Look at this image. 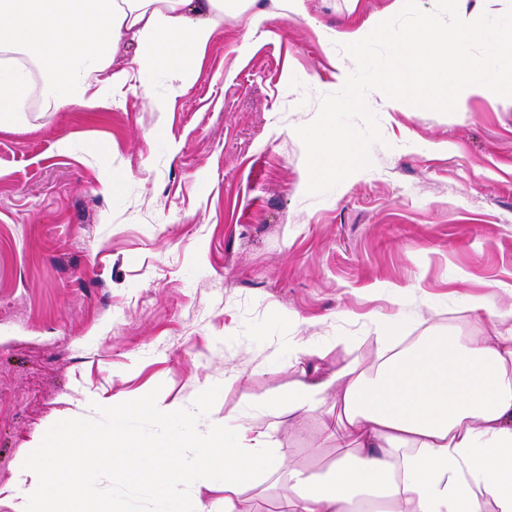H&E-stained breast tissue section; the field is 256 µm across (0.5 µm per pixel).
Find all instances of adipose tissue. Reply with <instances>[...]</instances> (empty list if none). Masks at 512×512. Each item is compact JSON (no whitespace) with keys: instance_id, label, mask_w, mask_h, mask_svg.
Segmentation results:
<instances>
[{"instance_id":"1","label":"adipose tissue","mask_w":512,"mask_h":512,"mask_svg":"<svg viewBox=\"0 0 512 512\" xmlns=\"http://www.w3.org/2000/svg\"><path fill=\"white\" fill-rule=\"evenodd\" d=\"M250 0H0V126L19 123L32 93L45 111L119 101L131 79L113 69L122 40L140 70L161 66L178 95L196 73L218 20ZM376 361H351L328 377L302 378L273 399L274 422L233 419L206 436L146 442L125 428L127 409L106 407L109 430L68 423L42 439L37 461L16 467L17 512H113L109 499L78 492L107 470L149 480L166 499L179 485L212 489L224 474V512L256 503L277 478L282 512H512V307L491 316L488 335L429 333L392 342L377 320ZM334 402L327 441L343 448L322 474L285 467L272 442L280 425ZM192 449L193 464L184 451Z\"/></svg>"}]
</instances>
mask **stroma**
<instances>
[{"mask_svg": "<svg viewBox=\"0 0 512 512\" xmlns=\"http://www.w3.org/2000/svg\"><path fill=\"white\" fill-rule=\"evenodd\" d=\"M403 0H304L281 18L272 0L224 14L179 96L169 72L136 78L122 104L47 112L31 98L0 129V512L12 474L66 422L106 429L89 397L177 403L204 436L303 375L375 362L374 318L399 338L426 329L467 338L488 309L512 306V102L471 97L450 115L367 102L384 144L371 167L328 195H307L295 133L338 92L353 60L324 30H372ZM309 342L312 354L295 359ZM335 414L282 427L292 465L319 473ZM117 512H224V493L93 478Z\"/></svg>", "mask_w": 512, "mask_h": 512, "instance_id": "35a3bbf8", "label": "stroma"}]
</instances>
